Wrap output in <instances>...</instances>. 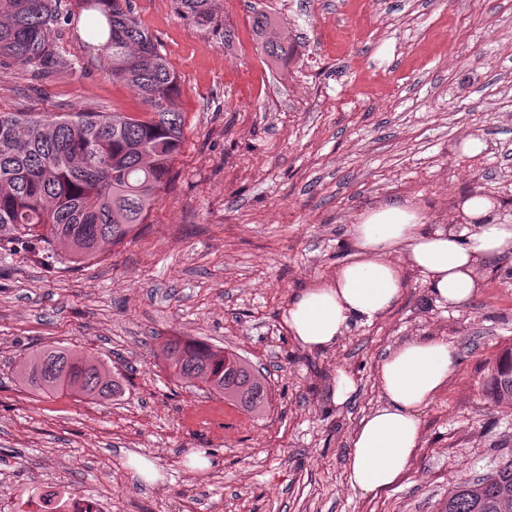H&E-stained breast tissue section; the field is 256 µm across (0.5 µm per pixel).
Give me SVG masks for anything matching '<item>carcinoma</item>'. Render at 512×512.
I'll use <instances>...</instances> for the list:
<instances>
[{"label":"carcinoma","mask_w":512,"mask_h":512,"mask_svg":"<svg viewBox=\"0 0 512 512\" xmlns=\"http://www.w3.org/2000/svg\"><path fill=\"white\" fill-rule=\"evenodd\" d=\"M212 2L179 0L198 24L217 27ZM75 6L95 13L90 32L112 79L133 90L149 112L0 109V250L20 241L48 255L60 247L81 265L145 223L171 180L184 138L175 110L178 76L134 16L132 0H76ZM67 15L62 0H0V57L37 73L70 65L56 49L58 25ZM255 26L265 54L276 60L287 55L275 24L259 17ZM163 357L173 377L201 383L254 418L267 412L270 384L246 359L180 338L167 342ZM17 378L40 394L89 399L110 398L119 387L112 370L61 345L27 353ZM488 396L512 403L511 346L491 371ZM438 512H512V448L489 473L457 482Z\"/></svg>","instance_id":"cac0c4a2"}]
</instances>
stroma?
Wrapping results in <instances>:
<instances>
[{"mask_svg":"<svg viewBox=\"0 0 512 512\" xmlns=\"http://www.w3.org/2000/svg\"><path fill=\"white\" fill-rule=\"evenodd\" d=\"M133 5L180 77L183 149L145 224L92 262L0 253V512L59 485L108 496L112 512H437L459 479L512 448V406L486 395L512 346V254L454 309L406 271L397 305L327 351L299 347L285 313L352 258L353 224L382 202L416 200L444 224L479 190L512 214V0H215L228 41L177 0ZM261 14L287 59L262 51ZM57 49L72 66L43 78L0 58L1 110L143 111L101 67L84 17L62 24ZM469 134L485 145L473 157L459 150ZM419 336L446 339L457 370L421 409L396 484L352 491L350 438L382 401L379 363ZM176 337L268 371L267 415L225 429L223 399L166 370ZM55 343L108 365L117 396L22 386L25 351ZM340 370L357 388L343 406ZM133 453L158 483L137 475Z\"/></svg>","mask_w":512,"mask_h":512,"instance_id":"1","label":"stroma"}]
</instances>
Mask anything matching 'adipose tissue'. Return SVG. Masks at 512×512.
<instances>
[{
  "instance_id": "1",
  "label": "adipose tissue",
  "mask_w": 512,
  "mask_h": 512,
  "mask_svg": "<svg viewBox=\"0 0 512 512\" xmlns=\"http://www.w3.org/2000/svg\"><path fill=\"white\" fill-rule=\"evenodd\" d=\"M461 212V223L432 224L413 203L392 200L363 215L352 227L353 258L332 278L290 298L286 323L292 338L310 351L332 348L351 325L389 313L408 268L422 274L439 306L468 302L482 268L512 253V220L478 191L464 199ZM456 369L455 351L442 338L421 336L389 349L379 365L383 402L361 418L350 440V489L377 495L397 482L420 443V409Z\"/></svg>"
}]
</instances>
